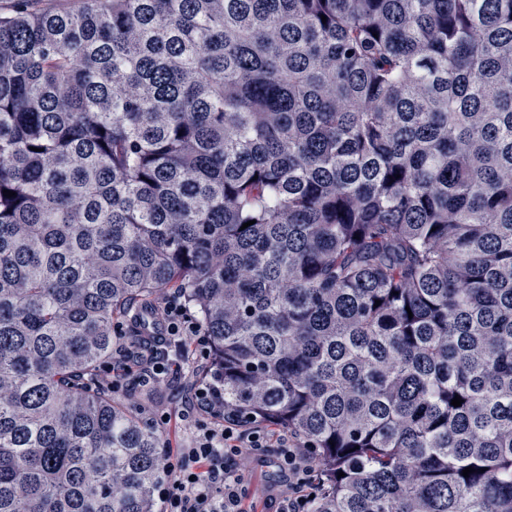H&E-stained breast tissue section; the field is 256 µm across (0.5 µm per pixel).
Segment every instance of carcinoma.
Listing matches in <instances>:
<instances>
[{
    "mask_svg": "<svg viewBox=\"0 0 512 512\" xmlns=\"http://www.w3.org/2000/svg\"><path fill=\"white\" fill-rule=\"evenodd\" d=\"M18 2L0 512H155L162 436L94 378L169 289L313 512H512V0Z\"/></svg>",
    "mask_w": 512,
    "mask_h": 512,
    "instance_id": "1",
    "label": "carcinoma"
}]
</instances>
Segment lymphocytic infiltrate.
<instances>
[{
	"label": "lymphocytic infiltrate",
	"instance_id": "1",
	"mask_svg": "<svg viewBox=\"0 0 512 512\" xmlns=\"http://www.w3.org/2000/svg\"><path fill=\"white\" fill-rule=\"evenodd\" d=\"M154 308L164 327L149 339L150 353L142 359L145 376L159 385L168 376L176 381L187 372L200 376L188 386L181 413L193 431L192 441L164 465V512H257L239 463L270 456L288 477L270 507L274 512H311L319 484L310 452L287 431L226 419L224 394L208 379L211 349L203 322L179 290L157 295Z\"/></svg>",
	"mask_w": 512,
	"mask_h": 512
}]
</instances>
